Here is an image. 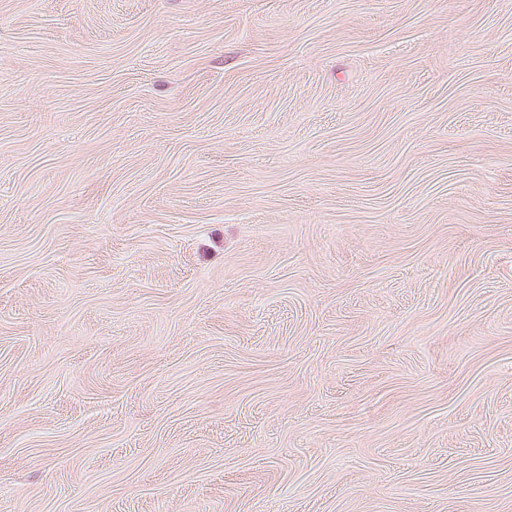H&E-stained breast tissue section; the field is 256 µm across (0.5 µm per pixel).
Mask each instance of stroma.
<instances>
[{
    "mask_svg": "<svg viewBox=\"0 0 512 512\" xmlns=\"http://www.w3.org/2000/svg\"><path fill=\"white\" fill-rule=\"evenodd\" d=\"M0 512H512V0H0Z\"/></svg>",
    "mask_w": 512,
    "mask_h": 512,
    "instance_id": "35a3bbf8",
    "label": "stroma"
}]
</instances>
